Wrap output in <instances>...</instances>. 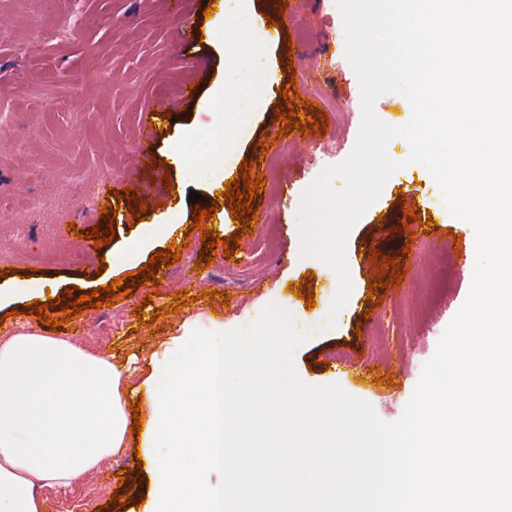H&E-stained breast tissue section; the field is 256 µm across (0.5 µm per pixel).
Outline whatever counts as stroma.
Returning a JSON list of instances; mask_svg holds the SVG:
<instances>
[{
  "mask_svg": "<svg viewBox=\"0 0 512 512\" xmlns=\"http://www.w3.org/2000/svg\"><path fill=\"white\" fill-rule=\"evenodd\" d=\"M204 0H0V289L23 283L49 304V316L65 290L86 293L109 285L124 272L106 264L107 254L122 250L143 235L148 225L166 222L170 210L179 219L151 251L169 243L183 246L181 258L157 273L158 286L136 289L112 304L83 312L57 328L42 325L28 313L27 302H12L13 313L0 321V338L26 329L56 335L89 354L117 365L145 358L164 340L175 336L191 316L223 320L225 330L252 324L268 305L287 312L303 341L293 356L299 378L306 384L339 385L369 402L386 422L397 420L410 399L424 364L465 302L471 283L462 279L448 307L430 310L414 320L407 308L410 279L383 290L371 274L370 249L399 258L406 268L419 266L418 253H405L407 232L422 234L420 224L400 228L405 210L417 207L422 217L446 225L447 235L426 241L434 249L448 237L459 240L457 264L474 268L476 232L454 217L425 166L412 163L396 171L383 191L349 234L347 261L352 293L339 312L331 305L338 289L335 272L318 259L303 256L295 223H284L281 180L292 179L295 196H302L318 177L313 148L327 135L343 145L333 156L340 163L351 153L361 123L360 87L345 57V36L337 5L330 0H250L260 22H272L262 51L269 74L268 93L229 165L239 173L244 162L279 154L283 157L278 184L264 185L250 233L232 220L224 199L225 179L188 181L184 148L197 128L208 122L215 107L214 91L224 82V58L234 29L218 27L204 17ZM316 28L319 39L310 47L296 40L299 24ZM295 83L292 102L302 112L306 102L321 107L327 131L281 132L276 110L285 108L282 92ZM194 85V97L169 108L179 87ZM350 105L348 124L335 123L336 110ZM171 118H162V110ZM161 168L142 157L143 142ZM147 185L158 208L131 220L119 208L117 191ZM205 202H218L208 224L224 240L241 234L232 254L216 247L206 269L195 267L204 246L200 232L189 229L195 210L190 192ZM115 211L113 241L78 265L66 255L81 249L82 233L103 226V211ZM167 223V222H166ZM311 275L312 304L297 292L304 275ZM223 292L227 307H213L210 297ZM185 297L189 306L160 315L151 326L141 325L135 308L144 313ZM344 351L347 361L331 360ZM129 474L128 512H140L153 483L150 471L139 470L127 451L105 459L80 485L70 489L44 487L38 495L43 512H57L70 502L73 512H99L109 504Z\"/></svg>",
  "mask_w": 512,
  "mask_h": 512,
  "instance_id": "1",
  "label": "stroma"
}]
</instances>
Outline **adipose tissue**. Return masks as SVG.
<instances>
[{"label":"adipose tissue","instance_id":"1","mask_svg":"<svg viewBox=\"0 0 512 512\" xmlns=\"http://www.w3.org/2000/svg\"><path fill=\"white\" fill-rule=\"evenodd\" d=\"M259 28L247 24L224 62L235 99L254 101ZM216 97L233 107L226 89ZM258 333L250 348L224 341L220 320H184L179 336L144 359L151 412L142 432L154 478L144 512H296L287 490L293 467L256 457L263 436L251 425L252 375L262 373L276 403L274 425L296 403L281 394L288 357ZM234 370V389L225 373ZM125 368L35 332L0 339V512H42L35 490L80 484L125 446ZM218 473L211 483L207 474Z\"/></svg>","mask_w":512,"mask_h":512}]
</instances>
